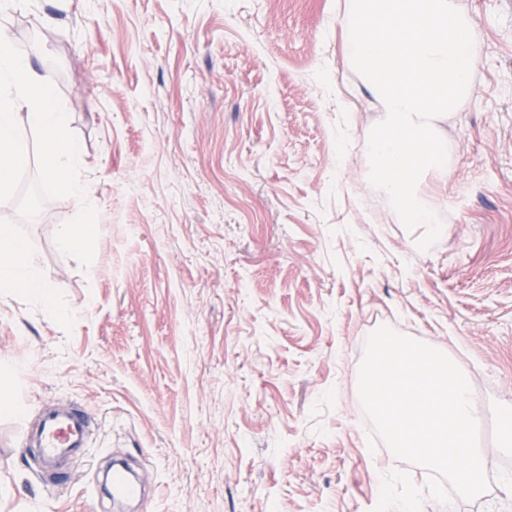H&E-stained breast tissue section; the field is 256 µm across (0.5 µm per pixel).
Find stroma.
Instances as JSON below:
<instances>
[{
  "label": "stroma",
  "instance_id": "35a3bbf8",
  "mask_svg": "<svg viewBox=\"0 0 512 512\" xmlns=\"http://www.w3.org/2000/svg\"><path fill=\"white\" fill-rule=\"evenodd\" d=\"M474 23L475 94L448 116L446 229L427 251L369 182L377 101L347 66L345 0H27L5 21L50 70L98 212L89 266L56 245L80 210L21 217L60 318L0 301V512H118L96 485L124 457L137 512H512V463L480 434L489 487L442 504L429 473L369 448L358 395L380 326L444 350L479 408L512 406V0ZM84 408L64 488L21 426Z\"/></svg>",
  "mask_w": 512,
  "mask_h": 512
}]
</instances>
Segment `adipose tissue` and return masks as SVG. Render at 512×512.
<instances>
[{
  "mask_svg": "<svg viewBox=\"0 0 512 512\" xmlns=\"http://www.w3.org/2000/svg\"><path fill=\"white\" fill-rule=\"evenodd\" d=\"M23 293L37 297L49 316H57L54 291L29 244L8 224L0 225V299Z\"/></svg>",
  "mask_w": 512,
  "mask_h": 512,
  "instance_id": "adipose-tissue-1",
  "label": "adipose tissue"
}]
</instances>
